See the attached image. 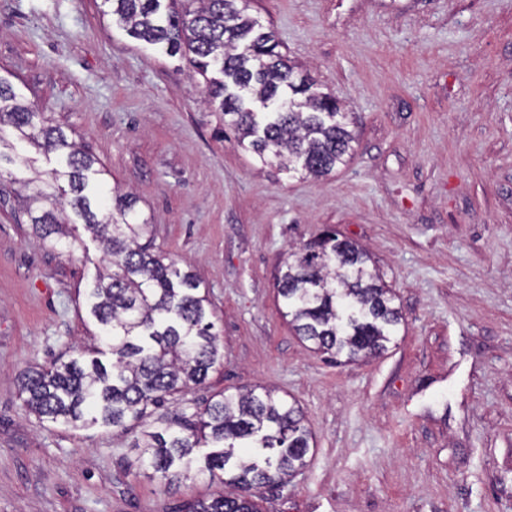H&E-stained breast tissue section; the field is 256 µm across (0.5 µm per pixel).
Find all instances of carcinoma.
Here are the masks:
<instances>
[{"mask_svg":"<svg viewBox=\"0 0 512 512\" xmlns=\"http://www.w3.org/2000/svg\"><path fill=\"white\" fill-rule=\"evenodd\" d=\"M130 37L186 59L207 103L264 164L315 178L347 164L354 136L336 99L314 88L240 0H104ZM42 155L52 167H35ZM19 185L33 234L73 249L81 224L106 257L87 291L104 348L19 376L24 405L74 430L143 427L138 466L161 477L206 473L230 488L184 512H262L260 493L307 465L310 431L299 407L268 389L215 393L191 414L150 417L168 398L205 383L223 361L208 298L193 274L154 250L136 199L107 188V171L63 127L35 111L12 75H0V169ZM368 254L325 231L293 253L277 293L296 334L322 353L377 355L402 322Z\"/></svg>","mask_w":512,"mask_h":512,"instance_id":"obj_1","label":"carcinoma"}]
</instances>
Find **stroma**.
Returning <instances> with one entry per match:
<instances>
[{
	"label": "stroma",
	"instance_id": "obj_1",
	"mask_svg": "<svg viewBox=\"0 0 512 512\" xmlns=\"http://www.w3.org/2000/svg\"><path fill=\"white\" fill-rule=\"evenodd\" d=\"M352 121L324 179L261 164L186 60L129 37L103 0H0V73L72 132L208 294L224 365L174 407L261 384L296 403L307 468L263 512H512V0H248ZM0 195V512H181L222 492L134 466L135 431L75 430L17 378L99 345L98 242L50 248ZM365 248L403 321L333 363L283 318L278 270L323 229Z\"/></svg>",
	"mask_w": 512,
	"mask_h": 512
}]
</instances>
